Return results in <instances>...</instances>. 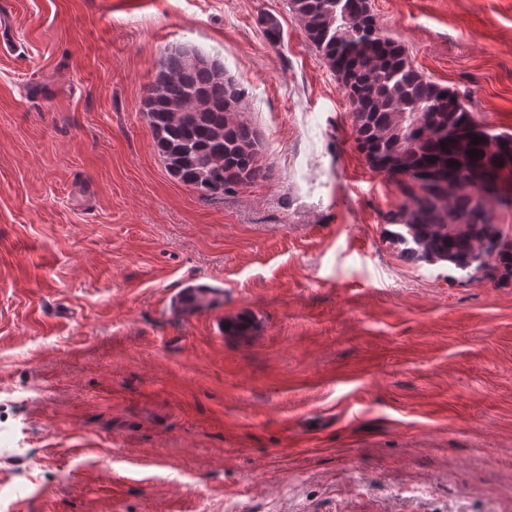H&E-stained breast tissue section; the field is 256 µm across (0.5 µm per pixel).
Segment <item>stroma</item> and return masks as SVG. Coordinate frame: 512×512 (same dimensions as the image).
<instances>
[{"instance_id": "stroma-1", "label": "stroma", "mask_w": 512, "mask_h": 512, "mask_svg": "<svg viewBox=\"0 0 512 512\" xmlns=\"http://www.w3.org/2000/svg\"><path fill=\"white\" fill-rule=\"evenodd\" d=\"M370 3L512 131V0ZM175 47L248 90L265 177L167 172ZM401 199L287 0H0V512H512V282L402 260Z\"/></svg>"}]
</instances>
